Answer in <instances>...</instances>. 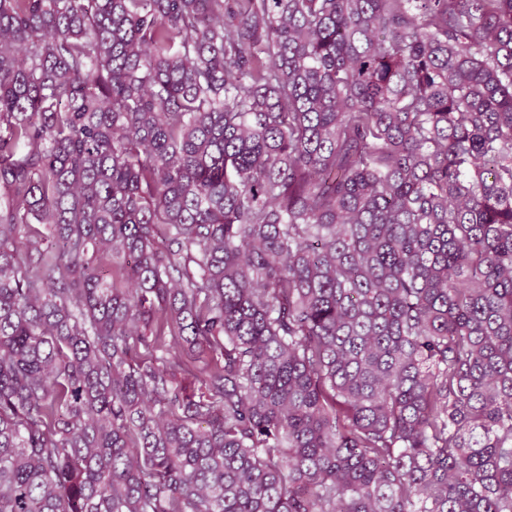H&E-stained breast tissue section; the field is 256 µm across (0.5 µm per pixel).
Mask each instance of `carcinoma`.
<instances>
[{
    "label": "carcinoma",
    "mask_w": 512,
    "mask_h": 512,
    "mask_svg": "<svg viewBox=\"0 0 512 512\" xmlns=\"http://www.w3.org/2000/svg\"><path fill=\"white\" fill-rule=\"evenodd\" d=\"M0 512H512V0H0Z\"/></svg>",
    "instance_id": "1"
}]
</instances>
